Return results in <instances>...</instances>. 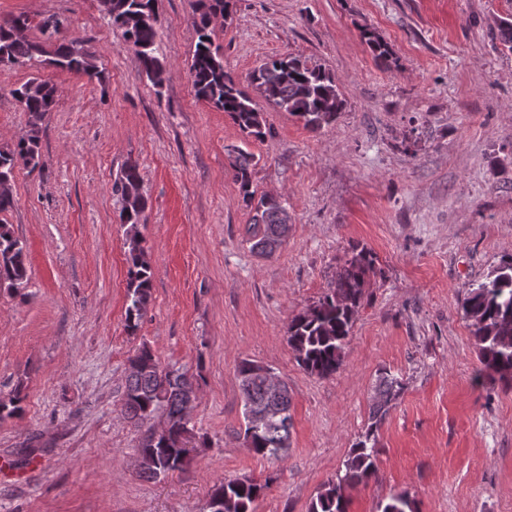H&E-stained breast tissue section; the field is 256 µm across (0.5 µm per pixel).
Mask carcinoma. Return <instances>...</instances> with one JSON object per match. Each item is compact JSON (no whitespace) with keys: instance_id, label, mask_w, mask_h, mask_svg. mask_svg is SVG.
<instances>
[{"instance_id":"carcinoma-1","label":"carcinoma","mask_w":512,"mask_h":512,"mask_svg":"<svg viewBox=\"0 0 512 512\" xmlns=\"http://www.w3.org/2000/svg\"><path fill=\"white\" fill-rule=\"evenodd\" d=\"M155 0H112L108 14L112 27L121 31L134 50L142 72L159 86L165 65L158 55L159 20ZM227 0H201L193 25L197 42L189 73L195 96L224 111L248 138L265 136V112L251 94L240 88L224 70V54L212 38L213 18L226 15ZM33 21L24 15L0 21V65L54 67L98 82L104 71L86 40L62 37L55 44L33 42L21 31ZM255 91L271 107L287 112L317 131L336 120L343 99L334 77L318 66L297 57L271 59L252 75ZM57 87L41 77H32L12 90L14 98L28 114L27 129L10 148L0 147V184L12 183L16 168L40 165L41 122L52 111ZM230 169L243 201L252 207L248 227L251 249L273 254L288 238L291 217L280 197L263 195L254 200L251 167L255 155L236 146L229 151ZM112 191L120 195L119 220L128 226V280L126 322L135 331L145 316L151 299L152 268L140 245L137 226L145 217L148 201L143 181L134 164L126 165L115 179ZM377 275L375 258L367 249L353 250L352 256L336 272L333 286L318 304L288 322V345L299 366L311 375L328 377L340 368L344 348L355 314L371 277ZM27 283V250L9 227L0 224V286L18 290ZM463 315L473 328L480 372L512 384V256L502 260L483 282L467 287ZM266 366L244 360L237 369L245 420L244 439L248 450L263 457H279L290 448L293 420L287 386L278 396L269 394L263 371ZM402 383L394 375L381 373L372 397L371 423L362 439L352 448L345 473L336 482L324 485L312 500L309 512H347L343 485L366 484L376 474L378 427L385 420L390 404L401 393ZM195 392L192 377L185 372L167 371L151 350L141 349L129 360L121 412L135 425L163 412L164 430L160 435L148 429L139 448L140 476L159 480L183 471L192 460L193 429L188 427L186 402ZM264 486L251 479L222 481L210 494L209 512H249ZM381 512H416L415 501L404 491L390 497Z\"/></svg>"}]
</instances>
